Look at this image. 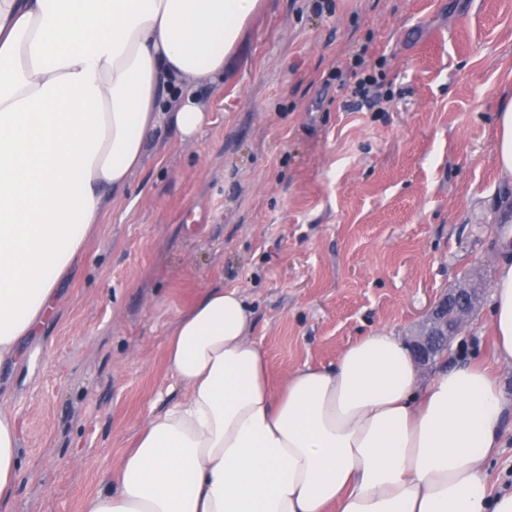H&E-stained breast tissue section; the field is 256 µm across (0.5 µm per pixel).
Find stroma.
I'll list each match as a JSON object with an SVG mask.
<instances>
[{"label": "stroma", "instance_id": "stroma-1", "mask_svg": "<svg viewBox=\"0 0 512 512\" xmlns=\"http://www.w3.org/2000/svg\"><path fill=\"white\" fill-rule=\"evenodd\" d=\"M362 56L370 107L337 77ZM200 97V142L147 143L121 206L0 367L23 470L0 512H79L151 413L178 400L171 324L238 289L273 381L356 338L410 337L512 231L494 114L512 97V0H264Z\"/></svg>", "mask_w": 512, "mask_h": 512}]
</instances>
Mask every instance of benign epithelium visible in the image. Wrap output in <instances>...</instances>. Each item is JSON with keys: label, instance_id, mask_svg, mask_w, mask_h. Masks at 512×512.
I'll list each match as a JSON object with an SVG mask.
<instances>
[{"label": "benign epithelium", "instance_id": "benign-epithelium-1", "mask_svg": "<svg viewBox=\"0 0 512 512\" xmlns=\"http://www.w3.org/2000/svg\"><path fill=\"white\" fill-rule=\"evenodd\" d=\"M483 292L482 288L464 284L434 304L426 316L423 331L411 343L419 364L436 363L439 353L448 349L451 339L467 325Z\"/></svg>", "mask_w": 512, "mask_h": 512}]
</instances>
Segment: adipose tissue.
I'll return each mask as SVG.
<instances>
[{
  "label": "adipose tissue",
  "instance_id": "1",
  "mask_svg": "<svg viewBox=\"0 0 512 512\" xmlns=\"http://www.w3.org/2000/svg\"><path fill=\"white\" fill-rule=\"evenodd\" d=\"M260 0H0V365L55 314L56 290L141 167L149 134L197 141V91ZM486 327L494 363L445 355L428 384L402 339L358 337L335 366L272 386L234 288L203 289L173 325L181 400L151 415L82 512H512L486 471L512 399V238L498 243ZM21 473L0 417V502Z\"/></svg>",
  "mask_w": 512,
  "mask_h": 512
}]
</instances>
